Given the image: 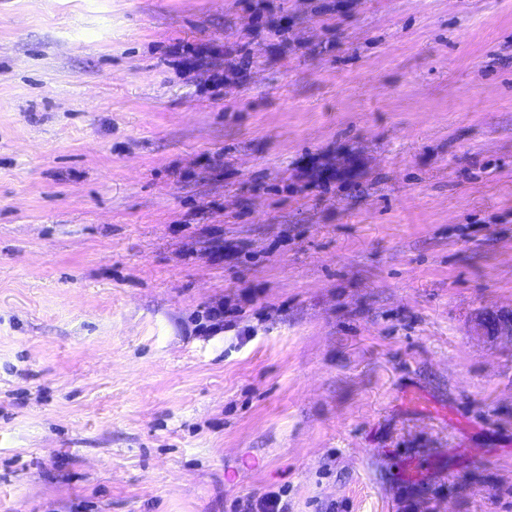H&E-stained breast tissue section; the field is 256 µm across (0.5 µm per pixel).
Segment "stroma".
Listing matches in <instances>:
<instances>
[{
	"instance_id": "35a3bbf8",
	"label": "stroma",
	"mask_w": 512,
	"mask_h": 512,
	"mask_svg": "<svg viewBox=\"0 0 512 512\" xmlns=\"http://www.w3.org/2000/svg\"><path fill=\"white\" fill-rule=\"evenodd\" d=\"M510 312L512 0H0V512H512ZM282 494L269 491L257 498H250L246 512H288V503L282 501Z\"/></svg>"
}]
</instances>
